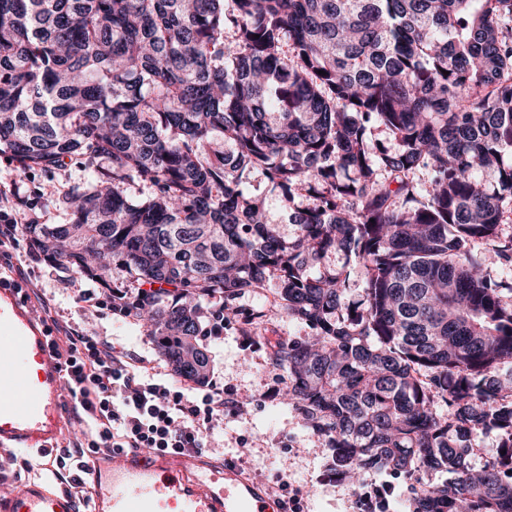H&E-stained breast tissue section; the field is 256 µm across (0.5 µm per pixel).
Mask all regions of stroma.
<instances>
[{
    "mask_svg": "<svg viewBox=\"0 0 512 512\" xmlns=\"http://www.w3.org/2000/svg\"><path fill=\"white\" fill-rule=\"evenodd\" d=\"M88 176L80 165L69 163L51 170L21 171L10 158L0 156V211L14 221L25 214L44 224H63L65 211L50 197ZM17 271L43 288L55 317L73 328L106 337L116 350L135 359L162 365L148 329L130 316L112 312L109 306H89L83 300L85 276L62 273L44 253L20 244L15 253ZM209 385L223 389L235 405L225 416L221 430L211 438L206 455L229 461L269 489L287 484L301 498L306 512H361V496L346 482L325 474L328 450L322 437L307 429L301 416L280 404L277 394L288 385V376L273 368L265 351L246 348L234 330L209 338Z\"/></svg>",
    "mask_w": 512,
    "mask_h": 512,
    "instance_id": "obj_1",
    "label": "stroma"
}]
</instances>
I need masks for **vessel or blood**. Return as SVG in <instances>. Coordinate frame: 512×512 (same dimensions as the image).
I'll return each instance as SVG.
<instances>
[{
	"instance_id": "b4317fda",
	"label": "vessel or blood",
	"mask_w": 512,
	"mask_h": 512,
	"mask_svg": "<svg viewBox=\"0 0 512 512\" xmlns=\"http://www.w3.org/2000/svg\"><path fill=\"white\" fill-rule=\"evenodd\" d=\"M61 375L45 327L30 320L15 290L0 289L1 448L25 449L37 462L54 459L66 423ZM79 469L87 500L48 470L0 497V512H288L236 466L206 464L196 452L131 453L118 469L98 455Z\"/></svg>"
}]
</instances>
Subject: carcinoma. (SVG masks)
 <instances>
[{"mask_svg":"<svg viewBox=\"0 0 512 512\" xmlns=\"http://www.w3.org/2000/svg\"><path fill=\"white\" fill-rule=\"evenodd\" d=\"M0 156L89 171L68 223L20 231L122 288L173 375L206 385L202 336L240 320L328 477L512 512V0H0ZM274 313L302 335L271 343ZM498 450V438L495 431H489L481 435L478 445L471 455L472 467L475 470L482 468L485 463L497 456Z\"/></svg>","mask_w":512,"mask_h":512,"instance_id":"cac0c4a2","label":"carcinoma"}]
</instances>
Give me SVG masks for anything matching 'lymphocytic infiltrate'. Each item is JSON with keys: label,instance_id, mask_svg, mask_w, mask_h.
I'll use <instances>...</instances> for the list:
<instances>
[{"label": "lymphocytic infiltrate", "instance_id": "lymphocytic-infiltrate-1", "mask_svg": "<svg viewBox=\"0 0 512 512\" xmlns=\"http://www.w3.org/2000/svg\"><path fill=\"white\" fill-rule=\"evenodd\" d=\"M51 331L83 445L93 453L198 452L232 408L223 391L175 385L166 373L116 351L103 337L57 322Z\"/></svg>", "mask_w": 512, "mask_h": 512}]
</instances>
